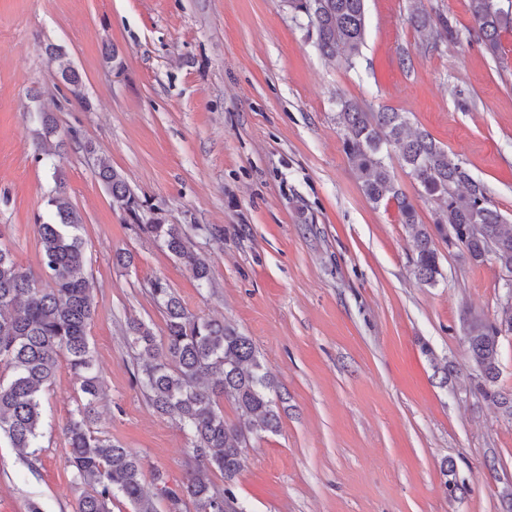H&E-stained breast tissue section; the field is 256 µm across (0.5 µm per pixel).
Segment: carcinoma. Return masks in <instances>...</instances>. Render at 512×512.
I'll list each match as a JSON object with an SVG mask.
<instances>
[{
    "label": "carcinoma",
    "mask_w": 512,
    "mask_h": 512,
    "mask_svg": "<svg viewBox=\"0 0 512 512\" xmlns=\"http://www.w3.org/2000/svg\"><path fill=\"white\" fill-rule=\"evenodd\" d=\"M366 0H286L294 18H304L315 34L321 55L352 66L365 42ZM473 29L487 53L498 55L501 37L512 33V8L499 0H470ZM409 23L422 36L436 34L453 40L447 21H435L416 9ZM70 94L82 98V80L64 51L49 45ZM338 123L345 154L360 172L366 198L378 205L395 203L400 223L412 230L413 272L423 285L433 286L442 276L439 254L430 228L421 223L413 201L399 187L385 163L383 150H392L421 187V196L438 203L435 228L453 231L464 253L474 263L491 261L512 273V229L493 208L486 186L474 180L463 165L426 131H412L406 116L394 110L371 112L360 105L339 103ZM41 131L36 156L51 158L50 145L57 127L49 114L40 113ZM98 178L138 229L159 242L202 284L210 282V267L180 225L168 224L158 210L141 200L112 166L101 164ZM57 188L47 199L46 216L38 217L40 266L45 281L19 268L8 250L0 248V438L21 454L34 455L42 436L41 401L52 385L60 359L80 380L81 404L65 426L73 482L82 488L76 512H112L122 496L132 512H156L154 499H165L171 512L189 502L194 512H247L234 484L245 462L252 436L274 433L280 427L278 407L271 396L277 386L264 371L252 340L222 320L192 313L162 279L150 282V295L165 318V336L159 340L144 322L128 323L127 342L137 355L139 383L149 403L161 414L179 418L191 440L192 465L178 488L155 477L149 493L138 455L108 438L94 434L90 424L97 414L103 381L95 372L88 331L95 307L84 275L87 258L80 235L82 217L71 206L63 174L53 168ZM151 217L143 221L144 212ZM464 339L476 376L472 389L496 404L512 422V394L496 388L502 332L512 333V305L501 318L490 320L470 310L462 317ZM230 401L249 419L242 428L224 419L220 400ZM224 476L216 487L209 474Z\"/></svg>",
    "instance_id": "carcinoma-1"
}]
</instances>
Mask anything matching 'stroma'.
<instances>
[{
	"label": "stroma",
	"instance_id": "35a3bbf8",
	"mask_svg": "<svg viewBox=\"0 0 512 512\" xmlns=\"http://www.w3.org/2000/svg\"><path fill=\"white\" fill-rule=\"evenodd\" d=\"M416 7L454 39L417 35ZM472 25L470 0H367L348 67L318 52L285 0H0V246L38 272L35 220L60 168L96 306V427L146 476L175 488L191 463L125 339L131 318L164 336L147 293L159 277L191 312L249 336L285 398L278 432L251 439L235 484L247 512H512V423L470 389L461 323L467 308L498 316L503 274L438 235L442 275L418 283L408 228L363 194L337 123L342 99L407 113L512 225V33L494 57ZM50 43L80 73L82 99ZM41 110L63 142L48 162L34 155ZM102 161L191 235L208 285L113 208ZM118 252L133 265H115ZM78 389L60 363L37 462L0 440V512L31 500L75 512L63 428ZM47 53L51 61L57 64L58 73L70 94L75 99L82 98L81 76L71 62L66 60V54L64 51L61 48L50 44L47 47Z\"/></svg>",
	"mask_w": 512,
	"mask_h": 512
}]
</instances>
